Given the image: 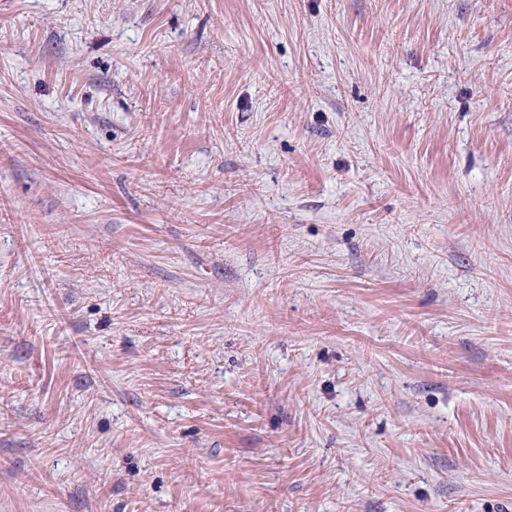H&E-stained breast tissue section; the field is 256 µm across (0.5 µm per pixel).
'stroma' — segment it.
<instances>
[{"label":"stroma","instance_id":"1","mask_svg":"<svg viewBox=\"0 0 512 512\" xmlns=\"http://www.w3.org/2000/svg\"><path fill=\"white\" fill-rule=\"evenodd\" d=\"M0 512H512V0H0Z\"/></svg>","mask_w":512,"mask_h":512}]
</instances>
